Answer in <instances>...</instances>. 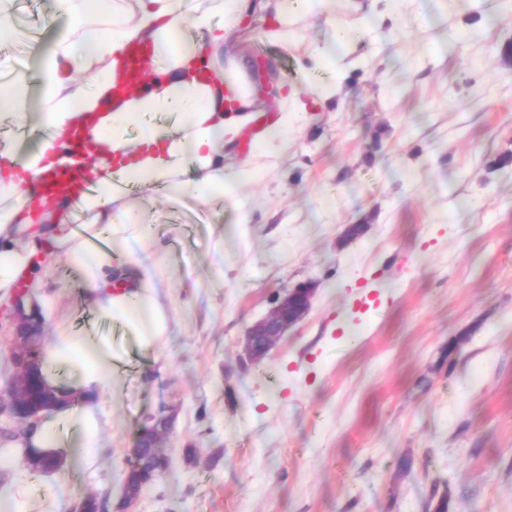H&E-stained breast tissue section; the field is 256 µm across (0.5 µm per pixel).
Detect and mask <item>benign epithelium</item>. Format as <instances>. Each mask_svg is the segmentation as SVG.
<instances>
[{
	"instance_id": "benign-epithelium-1",
	"label": "benign epithelium",
	"mask_w": 512,
	"mask_h": 512,
	"mask_svg": "<svg viewBox=\"0 0 512 512\" xmlns=\"http://www.w3.org/2000/svg\"><path fill=\"white\" fill-rule=\"evenodd\" d=\"M315 293L316 284L307 281L277 296L271 312L246 329L243 345L244 359L250 363H258L264 359L276 342L306 316ZM12 330L16 377L8 390L9 417L15 422L17 428L26 430L33 425L41 411L54 407L58 400L57 396L46 388L40 389L38 400H33L31 383L41 373L40 357L35 354L34 347L41 339L42 322L36 310H27L22 300L13 303ZM147 421L151 423L154 433L143 430L137 435L128 456L133 463L138 461L145 448L150 449L155 457L167 460L162 445L163 439L170 431V418L164 415H152L147 418ZM141 491L142 488L131 485L130 479H125L123 494L114 512H129Z\"/></svg>"
}]
</instances>
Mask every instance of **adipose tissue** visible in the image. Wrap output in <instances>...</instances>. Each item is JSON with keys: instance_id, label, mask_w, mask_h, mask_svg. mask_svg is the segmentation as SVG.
<instances>
[{"instance_id": "ef3b65f1", "label": "adipose tissue", "mask_w": 512, "mask_h": 512, "mask_svg": "<svg viewBox=\"0 0 512 512\" xmlns=\"http://www.w3.org/2000/svg\"><path fill=\"white\" fill-rule=\"evenodd\" d=\"M327 0H110L111 25L90 13L86 0H54L65 27L50 49L39 55L35 72L45 85L47 106L29 119L15 93V73L0 72V123L12 122L19 134L39 131L26 152L0 150V301L9 299L20 278L39 288L32 262L42 241L78 264L86 302L97 317L122 324L142 353L153 352L169 331L162 301L160 262L125 266L116 258L128 240L142 249L157 243L142 221L132 189L157 188L204 203L225 200L247 224L251 212L239 193L253 168L224 163L225 144L236 141L252 121L255 100L247 91L226 95L227 73L243 78L246 61L233 49V34L248 17L263 22L264 38L287 44L288 17L320 12ZM151 44V76L131 87L114 112L104 104L127 48ZM308 104L298 89L278 102L277 120L261 137L259 158L278 159L288 143L296 113ZM86 129L81 151L92 192L81 200L65 196L39 219L30 206L42 176L71 164L70 132ZM135 137H128L130 126ZM124 345L59 324L41 354L44 383L81 404L65 401L41 414L32 444L79 465L93 454L100 424L94 394L111 386L127 359ZM77 432L66 440L64 428Z\"/></svg>"}]
</instances>
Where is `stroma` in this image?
<instances>
[{
  "label": "stroma",
  "instance_id": "35a3bbf8",
  "mask_svg": "<svg viewBox=\"0 0 512 512\" xmlns=\"http://www.w3.org/2000/svg\"><path fill=\"white\" fill-rule=\"evenodd\" d=\"M32 39L0 46L26 69L62 26L52 0H14ZM361 29L336 93L300 113L286 152L229 203L145 210L170 333L99 392L100 448L33 473L0 415V481L31 512L120 496L145 415L171 414L168 471L133 512H512V0H332L281 47L259 19L241 54L280 84L331 25ZM366 231L348 244L346 225ZM45 339L94 321L79 267L38 250ZM317 282L308 315L259 364L243 335L278 294Z\"/></svg>",
  "mask_w": 512,
  "mask_h": 512
}]
</instances>
